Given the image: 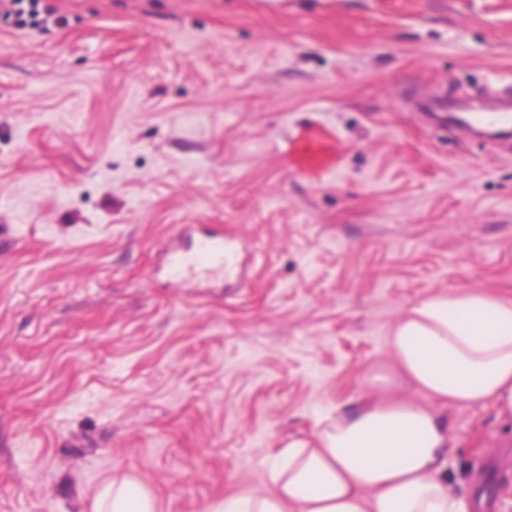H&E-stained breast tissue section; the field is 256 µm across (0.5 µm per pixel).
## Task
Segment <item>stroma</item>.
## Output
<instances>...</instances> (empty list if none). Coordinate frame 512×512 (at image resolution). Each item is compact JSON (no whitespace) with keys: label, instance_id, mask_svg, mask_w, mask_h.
<instances>
[{"label":"stroma","instance_id":"stroma-1","mask_svg":"<svg viewBox=\"0 0 512 512\" xmlns=\"http://www.w3.org/2000/svg\"><path fill=\"white\" fill-rule=\"evenodd\" d=\"M52 3L0 15V512L115 474L215 512L377 374L446 420L453 493L512 512V421L386 344L432 295L512 302V149L418 109L512 80V0ZM184 224L232 244L223 286L167 277ZM2 2H6L3 5ZM48 1L45 0H3L0 3L1 13H3L6 17L10 15H14L17 18H21L26 12L27 16L30 18L31 23L33 25H37L39 23L46 22L49 19H52L56 25H59L64 21V17L59 16L54 6L51 4L45 3ZM26 5L27 9L24 8ZM43 15L42 18L39 17Z\"/></svg>","mask_w":512,"mask_h":512}]
</instances>
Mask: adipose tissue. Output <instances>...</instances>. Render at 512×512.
<instances>
[{
	"instance_id": "1",
	"label": "adipose tissue",
	"mask_w": 512,
	"mask_h": 512,
	"mask_svg": "<svg viewBox=\"0 0 512 512\" xmlns=\"http://www.w3.org/2000/svg\"><path fill=\"white\" fill-rule=\"evenodd\" d=\"M388 347L436 401H491L512 417V303L477 288L431 296L392 326ZM447 452L444 419L414 402L340 406L308 438L289 441L267 488L225 500L223 512H468L449 487ZM91 512H157V503L147 485L116 475Z\"/></svg>"
}]
</instances>
